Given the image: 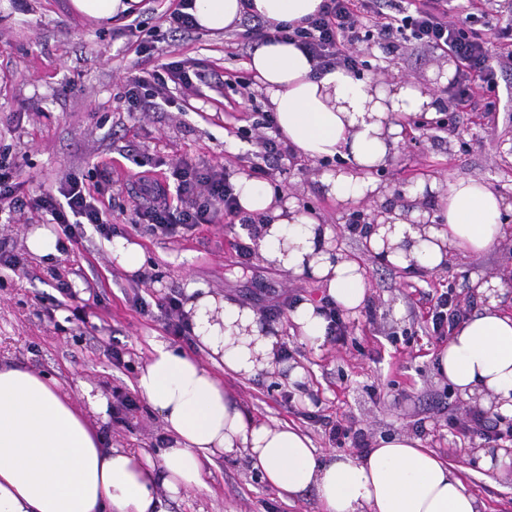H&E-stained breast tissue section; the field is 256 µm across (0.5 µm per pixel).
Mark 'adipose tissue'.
Returning a JSON list of instances; mask_svg holds the SVG:
<instances>
[{
    "mask_svg": "<svg viewBox=\"0 0 512 512\" xmlns=\"http://www.w3.org/2000/svg\"><path fill=\"white\" fill-rule=\"evenodd\" d=\"M251 3L267 23L299 26L323 0ZM243 12L242 0H194L192 10L198 27L214 33L233 28ZM247 68L295 153L343 159V167L315 178L344 205L387 197L374 172L402 139L391 114L436 116L434 97L400 82L374 89L341 67L314 73L291 43L262 44ZM233 185L242 212L259 220L252 242L267 265L316 281L345 313L364 308L365 267L336 251L332 225L264 182L241 175ZM415 194L435 199L430 223L409 224L397 206L363 238L382 264L439 271L456 256L512 247V225L504 221L512 204L486 182L421 180ZM472 286L485 305L455 328L435 363L463 400L512 414V312L503 305L500 278H476ZM182 309L195 351L152 342L133 384L169 434L157 460L143 448L104 446L93 417L107 415L108 400L86 382L78 384L82 408L52 379L0 365V512H162L160 491L175 499L205 488V464L241 451L279 497L314 493L321 512H480L454 466L414 435L389 436L360 455H325L296 426L246 416L224 376L250 379L279 368L295 386L304 383V369L283 359L279 328L250 306L190 281ZM288 317L300 343L321 352L330 334L321 304L300 300Z\"/></svg>",
    "mask_w": 512,
    "mask_h": 512,
    "instance_id": "1",
    "label": "adipose tissue"
}]
</instances>
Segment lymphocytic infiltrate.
I'll list each match as a JSON object with an SVG mask.
<instances>
[{"label":"lymphocytic infiltrate","instance_id":"f902f5d3","mask_svg":"<svg viewBox=\"0 0 512 512\" xmlns=\"http://www.w3.org/2000/svg\"><path fill=\"white\" fill-rule=\"evenodd\" d=\"M373 22L383 48L395 50V39L402 31L436 49L455 54L461 64L457 82L452 86L459 111L491 110L496 89L495 69L488 48L470 26L460 21L449 0H414L404 7L401 0H325L320 11L306 25L269 26L256 16H248L243 32L251 43L272 40L295 44L310 59L316 72L331 67L357 71L360 61L355 53L366 22ZM205 77L195 59H179L154 72L152 81L128 84L124 98L129 111L147 112L155 108L169 84L194 87ZM256 150L248 159L252 177L273 176L287 152L273 129L272 113H262L254 123ZM172 184L145 186L147 203L139 217L152 233L173 236L192 231L201 224L213 223L218 213L238 217L241 210L233 194V174L224 167L200 168L182 161L171 172ZM29 208L49 216L60 225L68 238L82 235L85 225H92L102 236H110L96 198L84 183L69 179L59 194L42 193L22 196L12 167L0 164V212Z\"/></svg>","mask_w":512,"mask_h":512}]
</instances>
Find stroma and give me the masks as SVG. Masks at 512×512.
<instances>
[{"label": "stroma", "instance_id": "35a3bbf8", "mask_svg": "<svg viewBox=\"0 0 512 512\" xmlns=\"http://www.w3.org/2000/svg\"><path fill=\"white\" fill-rule=\"evenodd\" d=\"M168 4L150 2L141 37L157 50L145 58L136 54L121 23L102 25L75 15L69 0H0V160L16 168L27 194L56 192L67 177L83 178L98 193L103 220L136 240L146 258L144 277H129L90 225L78 240L65 241L57 256L37 258L26 248V233L46 223V216L32 209L0 214V251L20 260L16 269H0V363L57 381L78 403L80 380L108 396L130 391L152 339L191 348V341L171 337L159 312L137 310L134 295L180 293L192 280L261 313L288 296L321 295L318 284L269 268L260 255L239 264L241 236L230 220L200 225L189 237L153 235L138 224L139 174L164 176L181 161L244 174L254 145L241 132L268 109L263 92L247 102L224 82L225 73L245 69L251 54L239 30L221 36L201 29L174 33L162 17ZM182 58L201 61L202 82L190 90L170 87L156 111H128L124 92L131 79ZM371 63L426 83L441 60L439 51L406 34L394 53L375 48ZM494 65L498 88L484 124L467 115L444 130L416 131L400 160L389 164L390 181L406 172L441 183L471 176L501 196L512 195V165L497 152L500 141L512 138V67L499 59ZM314 169L312 161L293 158L272 184L333 225L339 247L360 257L368 270L369 303L360 314L344 316V338L327 339L318 354L291 335L287 318L278 319L292 360L306 372L302 392H290L279 371L249 380L228 377L225 385L247 416L294 424L325 454L335 449L329 426L339 421L371 444L399 432L415 434L464 468V486L481 512H512V483L470 464L473 449L505 447L506 426L498 424L496 433L485 436L467 432L471 406L437 374L434 354L441 341L427 332L428 305L420 296L424 288L453 289L462 316H469L482 307L472 279L500 275L512 265V253L495 249L461 257L432 273L380 266L364 255L360 236L346 229L348 209L313 181ZM63 283L74 295L59 304ZM94 292L99 300H91ZM80 306L86 317L78 321L72 311ZM116 347L124 352L120 367L112 360ZM137 404L136 425L107 422L104 438L157 453L164 445L163 424L145 399ZM205 471L206 489L164 499L165 512H319L313 494L281 499L245 456L224 457Z\"/></svg>", "mask_w": 512, "mask_h": 512}]
</instances>
